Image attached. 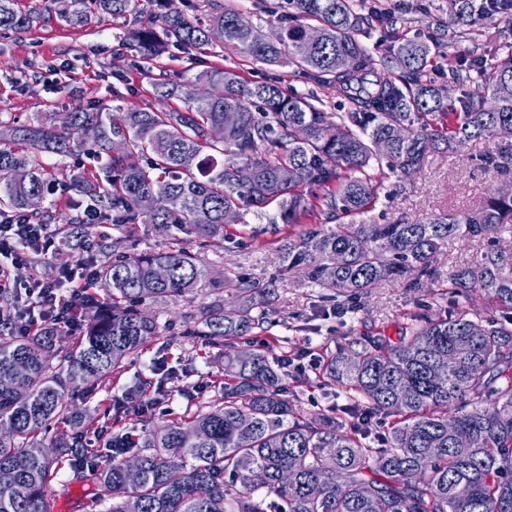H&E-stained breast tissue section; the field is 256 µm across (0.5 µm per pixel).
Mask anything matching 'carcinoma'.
<instances>
[{
	"label": "carcinoma",
	"mask_w": 512,
	"mask_h": 512,
	"mask_svg": "<svg viewBox=\"0 0 512 512\" xmlns=\"http://www.w3.org/2000/svg\"><path fill=\"white\" fill-rule=\"evenodd\" d=\"M171 0H71L59 13L75 25L88 14L148 22L128 32L149 57L175 46L184 52L215 42L256 62L296 66L325 84H339L352 111L334 120L317 100L290 94L277 82H248L234 68L208 66L184 87L183 107H130L111 122L105 102L70 112L67 126L0 124V214L21 212L48 224L47 211H32L28 198L45 196L52 182L70 185L91 201L100 197L106 224H152L204 242H221L224 212L240 216L276 204L272 224L296 229L284 246L286 270L299 271L318 288L352 296L367 293L394 276L429 277L430 259L448 240L493 234L512 223V184L487 197L475 210H461L431 224L307 223L318 208L330 221L338 213L361 215L377 200L380 185L367 172L371 161L387 160L394 173L408 174L429 150L443 144L454 151L461 140L495 138L512 125V57L480 72L478 90L447 103L444 90L423 78L431 47L398 46L399 82L375 73L362 15L355 0H288L291 23L276 39L261 33L234 9L201 0L190 16L169 7ZM150 9L143 8V4ZM0 0V30L24 31L32 16ZM477 0H462L460 17L485 14ZM317 29L311 46L307 32ZM93 125L90 164L80 170L61 162L54 169L43 156L73 150L70 129ZM224 127V138L207 135ZM400 131L389 151L375 144ZM229 152L243 164L218 160ZM502 173L512 171V148L486 157ZM297 170L291 183L278 170ZM29 170L25 183L13 179ZM313 194L306 198L303 190ZM166 196L152 211L144 198ZM126 238L98 243L103 260L96 284L110 304L75 313L83 322L76 344L57 345L58 330L18 339L0 337V468L13 480L0 484V512H50L46 487L65 462L88 466L94 503L106 512H512V318L484 320V332L468 311L418 319L392 346L352 341L328 357L330 379L353 392L344 415L304 414L293 408L283 384L285 363L261 350L241 357L237 341L264 324L265 291L239 275L213 278L194 253L153 249L124 256ZM164 264L169 276L155 277ZM462 292L479 288L512 310V260L486 253L450 276ZM204 288L227 293L224 303L201 311L188 336H203L224 349V390L220 401L191 417L162 427H145L135 439L115 434L108 448H136L142 476L131 483L125 462L99 469V450L80 432L43 431L74 414L82 384L110 377L158 334L155 319L139 308L145 301L176 303ZM26 369H16L17 362ZM394 418L385 446L371 445V420ZM26 440L24 447L17 438ZM465 483L470 495L459 498Z\"/></svg>",
	"instance_id": "cac0c4a2"
}]
</instances>
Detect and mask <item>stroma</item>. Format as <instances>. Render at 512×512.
I'll return each instance as SVG.
<instances>
[{"mask_svg": "<svg viewBox=\"0 0 512 512\" xmlns=\"http://www.w3.org/2000/svg\"><path fill=\"white\" fill-rule=\"evenodd\" d=\"M237 9L264 32L277 31L276 19L287 13V0H217ZM384 5L391 13L374 27L366 41L376 70L399 78L398 46L407 41L439 43L425 77L445 89L448 97L462 98L475 91L478 79L471 69L476 60H499L512 55V21L500 14L481 25L456 21L455 0H364L365 7ZM18 10L33 11L34 22L23 33L0 30V123L34 124L48 114L62 117L77 106L105 98L110 105L132 103L143 107L171 108L178 99L158 100L152 94L154 78L185 84L206 66H236L251 82L281 79L304 96L320 99L326 111L346 112L350 105L335 89L291 68L265 65L229 50L221 43L207 54H187L170 48L158 58L142 56L130 45L121 21L95 15L83 25L60 22L61 0H17ZM503 140L469 141L451 153L432 152L422 167L407 177L388 169H374L381 189L375 208L364 214L369 224L427 223L482 203L505 177L484 169L482 158L503 147ZM88 200L75 190L46 194L44 208L53 215L76 219V232L99 242L101 237L123 235L113 224H84L80 217ZM275 206L263 214L248 211L228 225L221 243L199 244L173 231L149 224L136 226L127 244V256L158 248H186L200 254L214 275L234 272L257 286L270 288L265 304L267 321L244 336L241 345L266 351L273 359L294 358L283 380L297 410L307 414H332L350 404L346 388L328 379L330 354L353 340L369 336L398 343L417 315L432 317L468 310L471 317L506 319L487 293L477 290L458 295L449 283L456 270L472 265L483 254L512 256V224L494 235L449 241L432 259L430 279H388L368 295L351 298L301 283L286 271L280 246L288 237L284 225H272ZM212 300L200 293L190 301L148 303L155 316L157 336L128 360L120 375L85 385L78 400L89 413L77 423L86 434L109 429L113 433L139 434L144 426H161L217 401L224 387V360L219 348L204 337L186 335V325ZM164 380L163 408L141 412L128 403L131 392L154 394L153 383ZM94 483L84 469H61L47 487L51 507L57 512H104L92 504Z\"/></svg>", "mask_w": 512, "mask_h": 512, "instance_id": "stroma-1", "label": "stroma"}]
</instances>
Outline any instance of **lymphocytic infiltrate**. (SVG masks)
I'll list each match as a JSON object with an SVG mask.
<instances>
[{"label": "lymphocytic infiltrate", "instance_id": "f902f5d3", "mask_svg": "<svg viewBox=\"0 0 512 512\" xmlns=\"http://www.w3.org/2000/svg\"><path fill=\"white\" fill-rule=\"evenodd\" d=\"M54 247L50 225L31 223L19 213L0 217V293L12 298L9 307L0 308V323L16 334L36 335L48 325L74 327V303L95 286L88 263L77 271L60 267L52 277L36 273L22 283L12 280V268L47 258Z\"/></svg>", "mask_w": 512, "mask_h": 512}]
</instances>
